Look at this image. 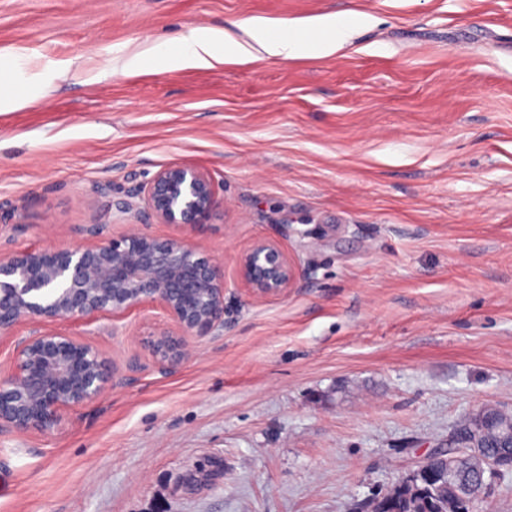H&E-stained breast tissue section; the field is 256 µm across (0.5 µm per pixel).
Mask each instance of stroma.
I'll use <instances>...</instances> for the list:
<instances>
[{"label":"stroma","instance_id":"obj_1","mask_svg":"<svg viewBox=\"0 0 512 512\" xmlns=\"http://www.w3.org/2000/svg\"><path fill=\"white\" fill-rule=\"evenodd\" d=\"M373 16L327 57L121 69L201 26ZM50 78L0 112V255L142 231L224 264V327L172 373L157 308L60 319L115 386L0 431V512H364L468 414H512V0H0V49ZM72 68L55 78L63 63ZM209 171L206 223L139 187ZM300 278L254 299L239 255ZM236 271L238 280L256 299L286 295L299 277L278 244L266 239L254 241L239 255Z\"/></svg>","mask_w":512,"mask_h":512}]
</instances>
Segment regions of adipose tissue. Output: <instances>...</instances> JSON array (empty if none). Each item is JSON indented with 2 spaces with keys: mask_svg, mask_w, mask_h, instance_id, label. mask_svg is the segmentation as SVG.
Segmentation results:
<instances>
[{
  "mask_svg": "<svg viewBox=\"0 0 512 512\" xmlns=\"http://www.w3.org/2000/svg\"><path fill=\"white\" fill-rule=\"evenodd\" d=\"M373 17L348 18L328 14L311 22V34H279L272 22L252 18L237 30L192 27L174 43H160L143 53L125 57L122 69L136 72L149 67L162 72L173 67H205L233 58L256 61L267 57L292 60L303 56H328L349 44L356 29L372 25ZM41 77L27 74L22 49L0 50V112H12L40 98Z\"/></svg>",
  "mask_w": 512,
  "mask_h": 512,
  "instance_id": "ef3b65f1",
  "label": "adipose tissue"
}]
</instances>
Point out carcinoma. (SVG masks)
<instances>
[{
	"label": "carcinoma",
	"mask_w": 512,
	"mask_h": 512,
	"mask_svg": "<svg viewBox=\"0 0 512 512\" xmlns=\"http://www.w3.org/2000/svg\"><path fill=\"white\" fill-rule=\"evenodd\" d=\"M463 426L473 432L490 458L512 455L509 422L496 409L469 416ZM480 497L479 474L462 464L454 449L428 458L411 476L375 498L373 512H471Z\"/></svg>",
	"instance_id": "carcinoma-1"
}]
</instances>
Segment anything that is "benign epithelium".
Returning a JSON list of instances; mask_svg holds the SVG:
<instances>
[{"mask_svg": "<svg viewBox=\"0 0 512 512\" xmlns=\"http://www.w3.org/2000/svg\"><path fill=\"white\" fill-rule=\"evenodd\" d=\"M161 224L205 223L219 199L210 172L173 165L141 190ZM238 280L256 299L282 296L299 273L277 243L254 241L237 259ZM224 264L196 244L134 232L76 248H32L0 257V335L32 320L44 331L16 345L14 369L0 381V430L25 433L58 425L63 414L99 398L114 383L107 359L48 325L60 319L160 309L174 329L148 346L167 370L187 358V338L224 328Z\"/></svg>", "mask_w": 512, "mask_h": 512, "instance_id": "obj_1", "label": "benign epithelium"}]
</instances>
